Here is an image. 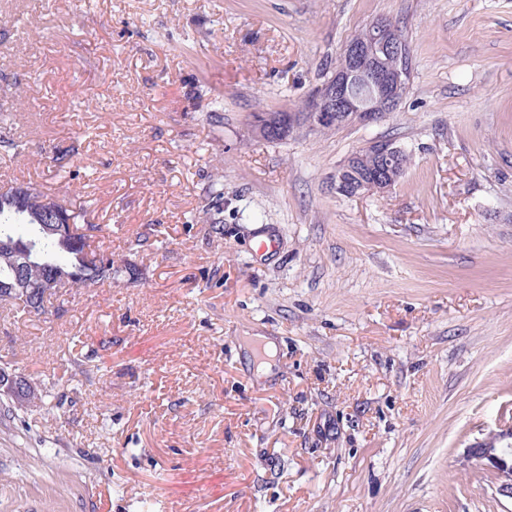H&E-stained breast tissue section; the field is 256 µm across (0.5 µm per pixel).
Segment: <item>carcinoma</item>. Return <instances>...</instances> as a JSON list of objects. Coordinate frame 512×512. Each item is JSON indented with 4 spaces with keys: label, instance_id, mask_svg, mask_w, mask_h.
Listing matches in <instances>:
<instances>
[{
    "label": "carcinoma",
    "instance_id": "1",
    "mask_svg": "<svg viewBox=\"0 0 512 512\" xmlns=\"http://www.w3.org/2000/svg\"><path fill=\"white\" fill-rule=\"evenodd\" d=\"M17 185L26 188L22 200L9 193L0 194V302H9L26 314L33 308H44L45 290L39 289V285L45 281L78 289L112 279V253L102 251L94 261L88 257L85 235L60 237L51 232L60 218L77 230H101L89 208H73L60 194L47 193L31 181L19 180ZM223 196L220 184L209 187V203L202 206L206 223H221L212 213V201L218 202ZM24 287L32 290L25 299L18 294ZM42 403V395L33 392L26 394L18 406L3 395L0 411L12 417Z\"/></svg>",
    "mask_w": 512,
    "mask_h": 512
}]
</instances>
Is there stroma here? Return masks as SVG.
<instances>
[{
    "instance_id": "1",
    "label": "stroma",
    "mask_w": 512,
    "mask_h": 512,
    "mask_svg": "<svg viewBox=\"0 0 512 512\" xmlns=\"http://www.w3.org/2000/svg\"><path fill=\"white\" fill-rule=\"evenodd\" d=\"M377 19L394 112L254 139ZM1 120L0 183L79 186L117 271L0 311L45 401L0 419V512H512L465 456L512 423V0H0ZM375 140L403 177L336 193ZM285 127L284 117L277 112H259L253 117L251 131L254 138L267 141L270 134ZM365 151L376 156L379 161L377 173L366 174L363 179L356 182H347L346 173L358 164L359 153ZM403 150L390 141H373L365 145L359 152L348 158L346 163L336 171L333 185L336 192L355 197L363 193H385L392 189L405 173L402 163Z\"/></svg>"
}]
</instances>
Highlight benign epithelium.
I'll return each mask as SVG.
<instances>
[{"label":"benign epithelium","instance_id":"benign-epithelium-1","mask_svg":"<svg viewBox=\"0 0 512 512\" xmlns=\"http://www.w3.org/2000/svg\"><path fill=\"white\" fill-rule=\"evenodd\" d=\"M368 37L347 46L348 64L337 70L312 94L307 108V122L318 130L347 125H367L394 111L411 78V64L397 46L395 26L377 20L366 26ZM285 127L284 117L275 112H259L253 117L252 135L260 141ZM363 151L377 157L379 169L356 182L345 180L356 166L355 153L336 171V192L355 197L363 193H385L405 173L403 150L390 141H373ZM33 385L13 370L0 368V389L21 400ZM467 457L493 469L500 481L499 492L512 498V424L502 426L485 440L467 449Z\"/></svg>","mask_w":512,"mask_h":512}]
</instances>
